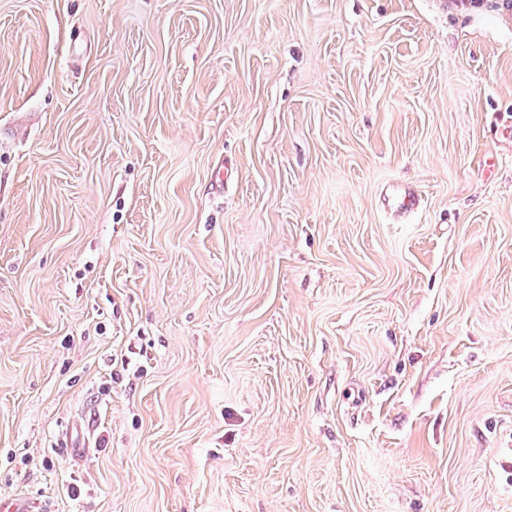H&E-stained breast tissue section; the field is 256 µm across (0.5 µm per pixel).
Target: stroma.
Returning <instances> with one entry per match:
<instances>
[{
	"label": "stroma",
	"instance_id": "stroma-1",
	"mask_svg": "<svg viewBox=\"0 0 512 512\" xmlns=\"http://www.w3.org/2000/svg\"><path fill=\"white\" fill-rule=\"evenodd\" d=\"M506 9L0 0V498L512 512Z\"/></svg>",
	"mask_w": 512,
	"mask_h": 512
}]
</instances>
